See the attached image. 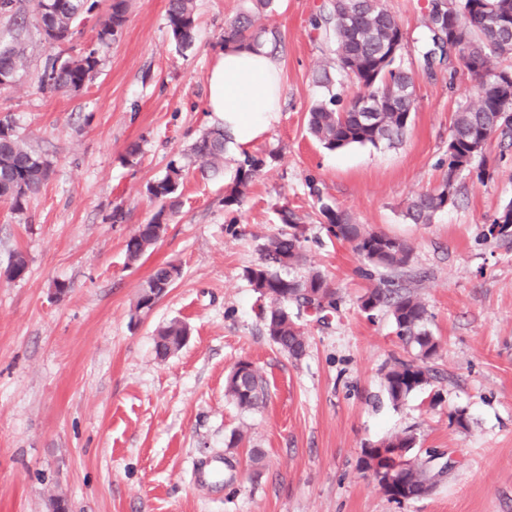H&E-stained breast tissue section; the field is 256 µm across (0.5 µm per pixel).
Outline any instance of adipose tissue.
<instances>
[{"label": "adipose tissue", "mask_w": 512, "mask_h": 512, "mask_svg": "<svg viewBox=\"0 0 512 512\" xmlns=\"http://www.w3.org/2000/svg\"><path fill=\"white\" fill-rule=\"evenodd\" d=\"M207 82L206 108L239 146L250 144L280 109L282 69L265 50H224Z\"/></svg>", "instance_id": "obj_1"}]
</instances>
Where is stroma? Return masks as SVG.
Segmentation results:
<instances>
[{
	"label": "stroma",
	"instance_id": "1",
	"mask_svg": "<svg viewBox=\"0 0 512 512\" xmlns=\"http://www.w3.org/2000/svg\"><path fill=\"white\" fill-rule=\"evenodd\" d=\"M167 3L130 0L93 80L64 94L43 89L57 50L26 19V66L0 94V116L51 162L24 211L0 203V512H51L55 496L69 512H512V238L481 237L512 200V142L489 143L485 179L449 176L448 136L473 82L444 63L424 67L428 0H383L406 33L403 64L415 77L405 140L335 151L307 130L324 93L320 69L335 56L331 29H313L311 19L330 0H276L264 22L282 36L281 110L250 144L274 160L233 227L224 190L239 149L227 144L223 171L206 176L190 147L214 123L207 76L224 22L251 2L195 0L196 40L184 51L169 34ZM133 143L140 155L131 165ZM173 164L182 169L179 205L157 244L128 262L127 239L158 210L146 187ZM448 179L454 204L431 223H411L409 200ZM312 180L354 223L412 249L402 283L426 305L440 348L432 386L400 405L382 399V369L407 352L386 313L359 308L381 272L327 235ZM285 203L307 226L304 270H321L341 297L326 325L289 305L308 338L297 360L267 336L244 276L281 230ZM18 253L27 271L13 279ZM169 262L180 277L151 311H137L141 285ZM174 319L189 337L162 360L156 333ZM242 360L268 383L253 409L225 393ZM457 408L466 428L448 421ZM404 434L416 438L413 456L436 451L455 465L427 495L398 502L360 459Z\"/></svg>",
	"mask_w": 512,
	"mask_h": 512
}]
</instances>
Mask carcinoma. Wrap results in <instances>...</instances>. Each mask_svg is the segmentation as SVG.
Wrapping results in <instances>:
<instances>
[{
    "instance_id": "obj_1",
    "label": "carcinoma",
    "mask_w": 512,
    "mask_h": 512,
    "mask_svg": "<svg viewBox=\"0 0 512 512\" xmlns=\"http://www.w3.org/2000/svg\"><path fill=\"white\" fill-rule=\"evenodd\" d=\"M60 7L44 12V0H34L33 13L37 27L46 41L59 46L73 34V27L94 16L95 47L78 53L60 51L41 84L52 92L82 89L94 76L99 65L98 47L116 40L126 22L129 0H111L105 16H99V0H55ZM273 9V0H252L251 10L227 21L224 45L245 48H267L273 52L280 43V31L261 23ZM503 16L512 18V0H455L448 12V23L426 24L429 39L423 52L426 67L449 58L448 45H453L459 61L474 76V100L459 111L450 129L448 177L437 190L421 193L410 200L406 215L415 224H428L433 216L455 200L452 178L471 166L495 137H512V68L495 66L497 58L512 57V31L493 27ZM167 26L175 45L185 49L195 39L196 17L193 0H168ZM332 25L336 39L335 67L338 74L357 88L353 101L370 100L381 108L376 123L369 124L356 110L353 101L343 102L341 94L330 90L327 72L320 83L327 95L312 104L308 112L309 132L328 150L359 144H396L403 140L415 111V98L406 94L414 90L412 74L402 67L404 49L390 56L392 46L406 40L397 19L383 6L382 0H332L328 15L314 20V28ZM26 50L16 36L0 37V73L16 79L26 63ZM228 135L224 128H214L198 139L193 154L204 172H216L224 166V150ZM273 158L272 154L243 152L238 160L231 185L224 194V208L240 210L249 187ZM51 163L40 151L23 141L13 122L0 118V202L14 211L25 209L28 200L39 193L47 180ZM181 170L172 164L167 174L147 185L149 197L160 203L153 220L141 225L126 242L127 258L140 260L157 243L167 214L178 204L177 190ZM310 195L319 204V219L328 235L352 244L363 262L374 268L399 269L407 266L412 249L403 240L368 230L352 221L343 210L327 203L313 180L308 182ZM285 229L262 244L261 263L247 269L245 278L265 301L260 319L272 342L294 359L301 358L308 341L301 328L288 314V303L311 310L318 321L325 322L337 309L339 295L328 278L318 270L284 277L282 268L303 262L302 243L307 240L305 227L294 210L283 205L279 210ZM483 237L512 238V201L506 203L491 223L484 225ZM180 269L174 264L157 268L140 288L136 309L150 310L163 296ZM364 312L386 310L399 340L416 351L411 359L395 358L383 373L382 386L393 405L404 402L413 393L431 384L427 367L439 350L438 340L426 329L427 308L410 289L379 284L359 298ZM189 334L186 324L173 320L158 330L156 350L167 358L183 347L179 337ZM226 394L241 408H254L263 402L266 386L259 371L248 362L237 363L229 374ZM416 445L412 435H396L364 449L362 464L376 485L388 497L402 501L428 494L447 474L451 465L437 467L431 459L415 463L392 477L385 485L378 466L383 448L411 450Z\"/></svg>"
}]
</instances>
